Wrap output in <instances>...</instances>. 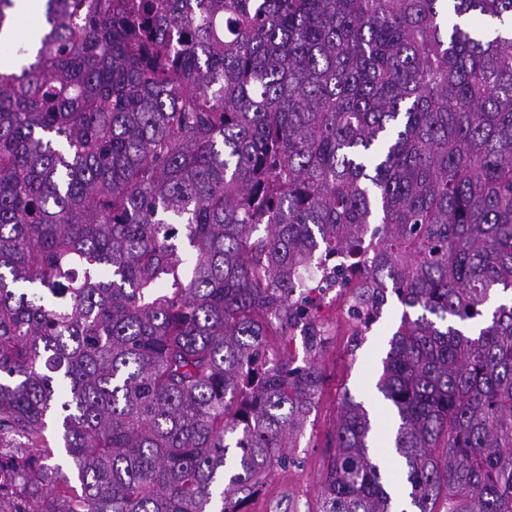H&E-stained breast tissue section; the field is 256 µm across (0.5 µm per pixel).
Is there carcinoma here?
Returning a JSON list of instances; mask_svg holds the SVG:
<instances>
[{
	"label": "carcinoma",
	"mask_w": 512,
	"mask_h": 512,
	"mask_svg": "<svg viewBox=\"0 0 512 512\" xmlns=\"http://www.w3.org/2000/svg\"><path fill=\"white\" fill-rule=\"evenodd\" d=\"M38 11L0 73V512H249L323 384L331 254L310 287L354 336L407 308L376 383L403 470L346 392L319 512H512V38L479 32L512 0ZM292 338V340H291ZM270 336V346L275 350V353L280 355L290 356L295 365H303L305 360H309V354L304 348L300 337L289 336Z\"/></svg>",
	"instance_id": "obj_1"
}]
</instances>
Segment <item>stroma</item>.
<instances>
[{"label":"stroma","instance_id":"1","mask_svg":"<svg viewBox=\"0 0 512 512\" xmlns=\"http://www.w3.org/2000/svg\"><path fill=\"white\" fill-rule=\"evenodd\" d=\"M403 311L398 301H390L377 322L355 342L351 339L353 326L346 315L345 301L337 299L329 311L332 320L329 340L318 357L325 382L294 450L300 464L291 469L274 467L267 471L260 493L249 505V512H274L275 508L290 504L297 512H318L319 483L330 454L327 443L336 422L340 398L346 392L364 403L375 431L372 452L383 461L384 472L391 482H398L401 461L394 450L382 443L383 436L391 429L390 411L375 384L381 360L389 349Z\"/></svg>","mask_w":512,"mask_h":512}]
</instances>
